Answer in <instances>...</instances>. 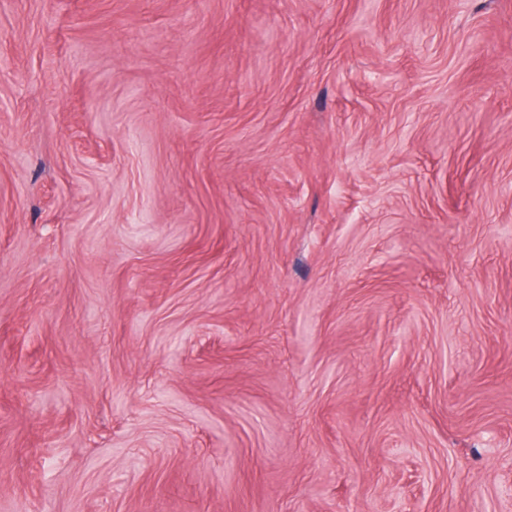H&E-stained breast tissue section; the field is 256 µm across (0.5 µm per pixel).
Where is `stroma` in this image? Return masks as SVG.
<instances>
[{"label": "stroma", "mask_w": 512, "mask_h": 512, "mask_svg": "<svg viewBox=\"0 0 512 512\" xmlns=\"http://www.w3.org/2000/svg\"><path fill=\"white\" fill-rule=\"evenodd\" d=\"M0 512H512V0H0Z\"/></svg>", "instance_id": "obj_1"}]
</instances>
